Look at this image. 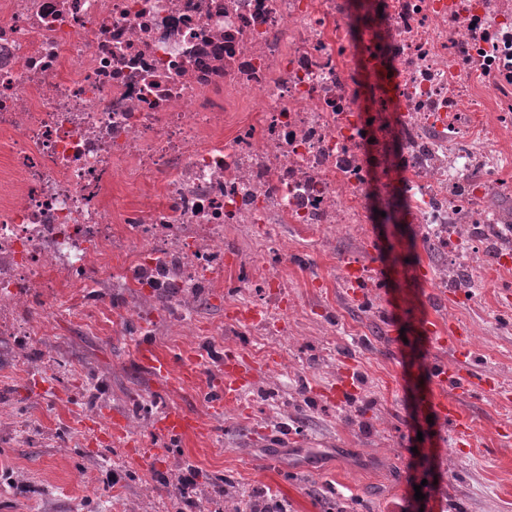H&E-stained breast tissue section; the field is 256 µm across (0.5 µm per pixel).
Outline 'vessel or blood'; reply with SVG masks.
<instances>
[{
    "instance_id": "obj_1",
    "label": "vessel or blood",
    "mask_w": 512,
    "mask_h": 512,
    "mask_svg": "<svg viewBox=\"0 0 512 512\" xmlns=\"http://www.w3.org/2000/svg\"><path fill=\"white\" fill-rule=\"evenodd\" d=\"M369 275L368 267L351 262L343 268V278L354 298H362L361 286ZM426 333L430 340L456 346L464 337L466 330L457 323H444L438 318H429L426 322ZM138 360L152 375L162 377L170 372L167 359L155 353L148 344H141ZM466 354L458 352L456 363L451 367H440L439 379L442 384L451 387L453 395L449 398L431 394L428 405L437 414L440 424L448 426L454 433L457 447H467L471 444L472 419L464 404L477 393H485L497 398L504 397L505 392L499 383L490 375L466 371ZM251 365L242 359L233 357L227 359L218 378L214 382L217 402L233 403L238 401L243 393L252 385ZM197 426L196 418L190 413L170 408L156 421L155 429L164 435H184L194 431Z\"/></svg>"
}]
</instances>
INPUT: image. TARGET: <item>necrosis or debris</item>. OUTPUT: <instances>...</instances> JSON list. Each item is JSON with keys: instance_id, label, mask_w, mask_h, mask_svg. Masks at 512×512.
<instances>
[{"instance_id": "1", "label": "necrosis or debris", "mask_w": 512, "mask_h": 512, "mask_svg": "<svg viewBox=\"0 0 512 512\" xmlns=\"http://www.w3.org/2000/svg\"><path fill=\"white\" fill-rule=\"evenodd\" d=\"M509 136L512 0H0V335L48 288H176L188 324L228 224L401 207L508 267Z\"/></svg>"}]
</instances>
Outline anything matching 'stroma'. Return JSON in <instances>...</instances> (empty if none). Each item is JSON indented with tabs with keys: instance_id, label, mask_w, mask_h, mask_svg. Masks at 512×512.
Here are the masks:
<instances>
[{
	"instance_id": "1",
	"label": "stroma",
	"mask_w": 512,
	"mask_h": 512,
	"mask_svg": "<svg viewBox=\"0 0 512 512\" xmlns=\"http://www.w3.org/2000/svg\"><path fill=\"white\" fill-rule=\"evenodd\" d=\"M262 224L224 227V285L202 288L195 303L201 329L176 325L153 295L105 289V307L63 312L47 335L20 353L0 336V512H173L163 475L199 471L203 512L215 475L232 476L244 493L262 486L286 499L288 512H328L344 495L350 512H512V399L470 406L474 444L456 447L451 432L428 422L420 400L439 389L434 372L457 350L512 391V273L485 266L473 289L440 282L445 263L416 225L279 224L286 264L263 266ZM378 267L384 287L354 300L341 280L345 263ZM277 274L282 302L254 291L233 294L246 268ZM243 306L268 320L286 318V335L235 323ZM144 326L126 324L128 311ZM465 325L458 349L432 342L426 317ZM148 341L172 364L156 378L138 362ZM199 355L181 379V360ZM254 367L241 402L215 409L212 380L225 356ZM353 368L354 380L345 377ZM103 383L94 406L82 396L88 375ZM313 407L293 415L291 401ZM150 405L143 419L132 400ZM183 408L199 431L166 440L154 430L165 406ZM422 499H415V492Z\"/></svg>"
}]
</instances>
